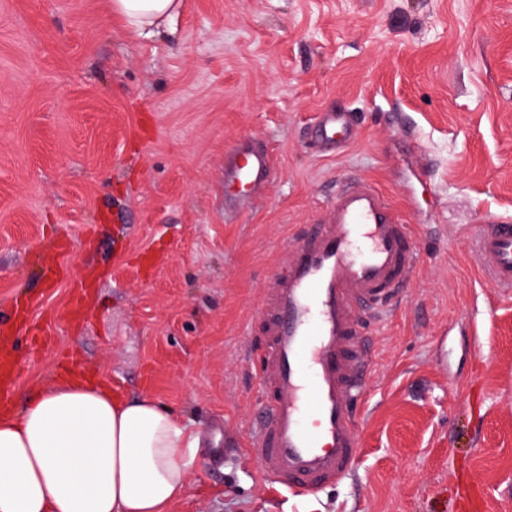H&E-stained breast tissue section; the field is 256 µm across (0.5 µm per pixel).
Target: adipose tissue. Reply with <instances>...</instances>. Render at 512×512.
I'll return each mask as SVG.
<instances>
[{"mask_svg":"<svg viewBox=\"0 0 512 512\" xmlns=\"http://www.w3.org/2000/svg\"><path fill=\"white\" fill-rule=\"evenodd\" d=\"M148 37L181 0H109ZM198 438L151 396L62 378L0 415V512H168L188 487Z\"/></svg>","mask_w":512,"mask_h":512,"instance_id":"ef3b65f1","label":"adipose tissue"}]
</instances>
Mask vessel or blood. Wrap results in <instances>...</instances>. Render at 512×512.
I'll return each instance as SVG.
<instances>
[{
	"label": "vessel or blood",
	"instance_id": "1",
	"mask_svg": "<svg viewBox=\"0 0 512 512\" xmlns=\"http://www.w3.org/2000/svg\"><path fill=\"white\" fill-rule=\"evenodd\" d=\"M314 137L336 149L353 143L357 130L345 113L325 112ZM273 169L267 149L242 142L231 150L224 180L242 195L225 198V211L260 195ZM471 252L482 274L511 297L512 218L492 217L472 231ZM419 255L403 209L374 183L345 177L325 216L304 225L268 277L253 317L260 328L253 371L262 412L246 445L277 490L314 493L352 469L368 334L398 300Z\"/></svg>",
	"mask_w": 512,
	"mask_h": 512
}]
</instances>
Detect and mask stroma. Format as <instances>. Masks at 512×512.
Instances as JSON below:
<instances>
[{
    "instance_id": "obj_1",
    "label": "stroma",
    "mask_w": 512,
    "mask_h": 512,
    "mask_svg": "<svg viewBox=\"0 0 512 512\" xmlns=\"http://www.w3.org/2000/svg\"><path fill=\"white\" fill-rule=\"evenodd\" d=\"M325 111L362 128L330 158L310 148ZM244 140L275 167L228 216L224 158ZM345 176L411 201L420 260L371 340L353 469L290 495L242 446L261 409L249 327ZM509 215L512 0H183L149 38L109 0H0V321L50 338L11 337L12 406L61 353L115 397L153 396L202 437L170 512H458L463 482L512 512V297L468 240ZM61 240L57 279L40 255Z\"/></svg>"
}]
</instances>
